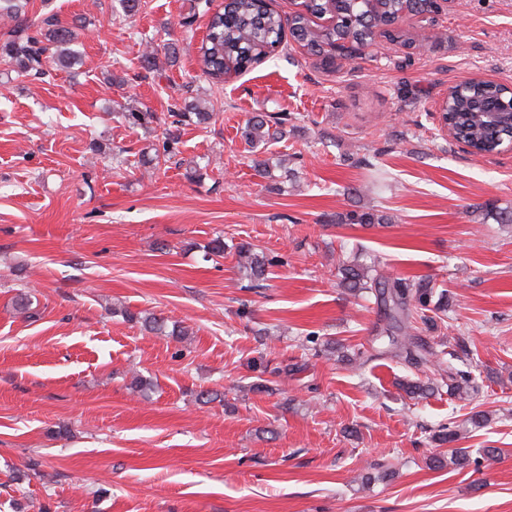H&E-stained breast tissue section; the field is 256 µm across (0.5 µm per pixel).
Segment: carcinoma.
Returning a JSON list of instances; mask_svg holds the SVG:
<instances>
[{
	"instance_id": "cac0c4a2",
	"label": "carcinoma",
	"mask_w": 512,
	"mask_h": 512,
	"mask_svg": "<svg viewBox=\"0 0 512 512\" xmlns=\"http://www.w3.org/2000/svg\"><path fill=\"white\" fill-rule=\"evenodd\" d=\"M30 0H0V17L14 22L8 38L0 43V63L11 68L22 77L43 79L50 76L47 64L62 69L72 57L71 45L77 40L78 23L64 24L56 15L46 13L42 17L29 15ZM307 14L293 13L283 16L270 9L265 0H229L221 9H211V0H189V13L201 11L209 15L207 34L199 49L202 73L212 79L220 77L224 66L231 64L239 72L246 71L257 63L258 57L281 43L284 33L298 43L306 53L318 60L326 52L325 46L350 37L366 48L371 45L373 35L380 31L390 40L403 39L416 47H423L427 36L417 40L404 37L402 26L396 21L411 14L423 12L417 0H377L373 5L368 0H308ZM508 97L507 86L483 79H470L463 83L457 93L441 110L442 119L456 132V140L464 141L478 151L492 155L499 149L498 140L507 137L512 130L509 117H504L496 131L482 125L480 112L484 104H498ZM171 125L176 126L192 118L197 123H206L213 117L211 112H189L187 103L175 102L170 109ZM125 120L133 127H146L159 121L153 112H128ZM287 119L257 113L244 122L241 138L249 148L268 146L285 136ZM178 138L165 133L161 139L149 146L145 155L158 166L175 155ZM346 224L374 225L384 221L374 212L351 211L341 217ZM238 267L252 282L266 280L269 268L280 263L276 256L256 250L249 243L237 246ZM340 286L354 295L375 296L385 308L389 320L385 330L387 345L376 351V355L391 354L401 358L407 365L420 368L431 362L435 351L415 341L411 330L416 322L424 326L435 325L436 320L448 316V295L439 292L426 281L408 282L402 278L385 275L380 262L361 263L357 260L345 262L339 267ZM126 320L139 323L145 329L160 336H184L179 325L152 312L123 311ZM440 376L448 378V393L466 398L474 395L471 373L447 371L443 363L434 364ZM430 380L405 378L399 389L411 400H418L435 391ZM436 468L462 469L479 460L471 458L466 448H452L434 457Z\"/></svg>"
}]
</instances>
